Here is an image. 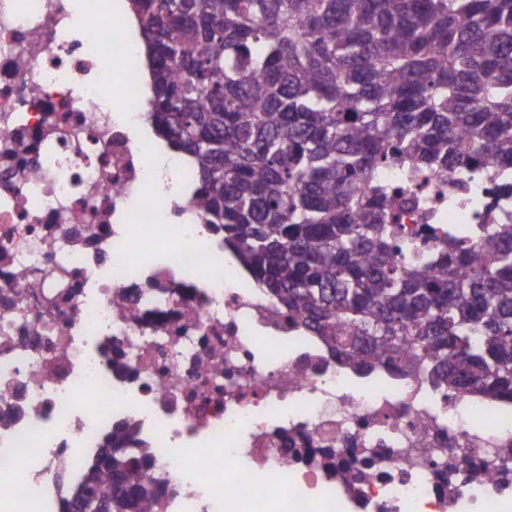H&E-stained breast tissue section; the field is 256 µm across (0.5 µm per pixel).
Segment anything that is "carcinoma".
Instances as JSON below:
<instances>
[{
  "mask_svg": "<svg viewBox=\"0 0 512 512\" xmlns=\"http://www.w3.org/2000/svg\"><path fill=\"white\" fill-rule=\"evenodd\" d=\"M129 3L148 117L254 282L348 362L512 400V224L397 223L423 178L512 173V0ZM147 470L102 449L81 512H160Z\"/></svg>",
  "mask_w": 512,
  "mask_h": 512,
  "instance_id": "obj_1",
  "label": "carcinoma"
}]
</instances>
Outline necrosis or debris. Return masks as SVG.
Returning a JSON list of instances; mask_svg holds the SVG:
<instances>
[{
    "instance_id": "4bbe7bcc",
    "label": "necrosis or debris",
    "mask_w": 512,
    "mask_h": 512,
    "mask_svg": "<svg viewBox=\"0 0 512 512\" xmlns=\"http://www.w3.org/2000/svg\"><path fill=\"white\" fill-rule=\"evenodd\" d=\"M76 2L0 0V512H59L114 435L162 512H504L512 402L359 373L290 320L144 112L129 15ZM466 181L420 193L512 223V194Z\"/></svg>"
}]
</instances>
